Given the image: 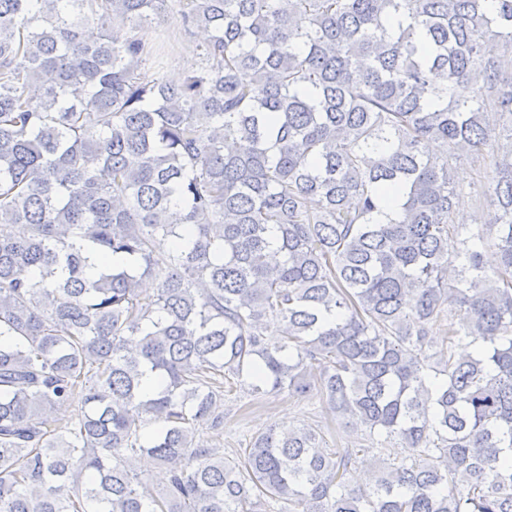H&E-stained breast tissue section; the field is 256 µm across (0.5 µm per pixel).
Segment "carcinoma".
Masks as SVG:
<instances>
[{
  "instance_id": "carcinoma-1",
  "label": "carcinoma",
  "mask_w": 512,
  "mask_h": 512,
  "mask_svg": "<svg viewBox=\"0 0 512 512\" xmlns=\"http://www.w3.org/2000/svg\"><path fill=\"white\" fill-rule=\"evenodd\" d=\"M170 2L0 0V512H512V0ZM171 17L210 33L178 84ZM488 158L473 232L449 170ZM314 381L408 454L195 439Z\"/></svg>"
}]
</instances>
